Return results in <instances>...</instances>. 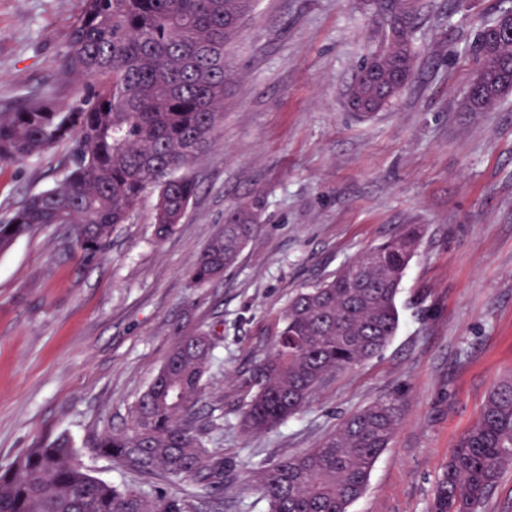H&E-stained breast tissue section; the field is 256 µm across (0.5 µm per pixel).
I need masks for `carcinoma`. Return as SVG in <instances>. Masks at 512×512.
<instances>
[{
    "label": "carcinoma",
    "instance_id": "carcinoma-1",
    "mask_svg": "<svg viewBox=\"0 0 512 512\" xmlns=\"http://www.w3.org/2000/svg\"><path fill=\"white\" fill-rule=\"evenodd\" d=\"M251 0H84L61 69L77 73L87 93L70 110L50 96L0 112V163L38 157L73 142L72 161L54 185L29 196L0 222V254L38 227L76 225L75 246L92 260L127 223L140 198L158 192L155 234L177 229L196 195L185 173L211 145L224 119L225 46ZM392 27L359 65L347 91L365 115L391 103L410 79L416 49L413 18L391 6ZM485 26L471 55L475 68L463 108L481 112L512 90V34ZM253 199L228 211L197 258L201 286L233 267L260 229ZM420 234L407 229L369 248L326 281L299 289L274 332L266 357L249 375L241 415L247 434L270 430L300 412L329 375L374 357L399 327L396 304ZM215 343L207 331L181 334L144 393L131 424L105 433L101 454L125 472L171 484L180 496L146 493L92 476L60 434L28 449L0 471V512H222L224 459L206 448L197 415ZM401 399L379 400L345 417L318 447L254 469L265 512H348L365 492L379 455L401 421ZM512 464V377L488 394L438 477L430 512H477Z\"/></svg>",
    "mask_w": 512,
    "mask_h": 512
}]
</instances>
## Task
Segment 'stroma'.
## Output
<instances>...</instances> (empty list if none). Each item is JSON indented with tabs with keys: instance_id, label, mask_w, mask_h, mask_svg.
I'll return each mask as SVG.
<instances>
[{
	"instance_id": "1",
	"label": "stroma",
	"mask_w": 512,
	"mask_h": 512,
	"mask_svg": "<svg viewBox=\"0 0 512 512\" xmlns=\"http://www.w3.org/2000/svg\"><path fill=\"white\" fill-rule=\"evenodd\" d=\"M418 55L392 105L363 116L347 89L387 29L372 0H254L228 47L224 121L187 172L197 194L176 232L154 233L147 192L108 251L86 260L75 229L34 230L0 255V467L60 433L92 476L129 475L96 450L130 422L178 329L217 339L199 412L224 459V512H263L254 467L317 447L346 416L400 397L404 412L349 512H429L434 488L488 393L512 375V91L464 111L472 44L507 0H398ZM83 0H0V112L83 94L60 73ZM61 142L0 166V220L52 186ZM263 200L261 231L223 277L188 271L225 213ZM420 240L397 297L399 328L338 371L287 422L239 425L251 368L298 288L411 227Z\"/></svg>"
}]
</instances>
